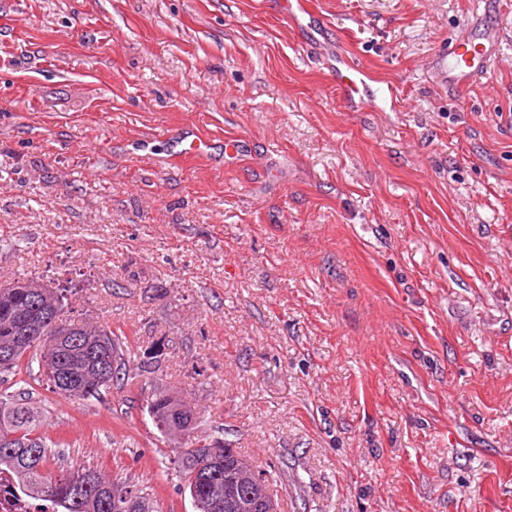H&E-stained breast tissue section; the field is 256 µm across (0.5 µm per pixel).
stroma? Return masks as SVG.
<instances>
[{
	"label": "stroma",
	"instance_id": "1",
	"mask_svg": "<svg viewBox=\"0 0 512 512\" xmlns=\"http://www.w3.org/2000/svg\"><path fill=\"white\" fill-rule=\"evenodd\" d=\"M316 2L0 0V283L130 354L96 397L27 358L0 394L158 512L194 506L157 389L280 512H512V0ZM485 14L502 60L449 90L429 63ZM182 130L207 156L168 160ZM239 479L248 491L250 498H258L265 505V511L256 509L255 511L275 512L274 504L266 499V485L267 483L259 475L257 469L246 462L236 465Z\"/></svg>",
	"mask_w": 512,
	"mask_h": 512
}]
</instances>
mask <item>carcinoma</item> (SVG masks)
I'll list each match as a JSON object with an SVG mask.
<instances>
[{
  "instance_id": "1",
  "label": "carcinoma",
  "mask_w": 512,
  "mask_h": 512,
  "mask_svg": "<svg viewBox=\"0 0 512 512\" xmlns=\"http://www.w3.org/2000/svg\"><path fill=\"white\" fill-rule=\"evenodd\" d=\"M65 295L62 289L37 280H15L0 288V345L9 349L10 358L0 364V373L10 372L25 357L27 345L22 336H73L76 342L65 350L50 346L40 356L39 370L53 392L81 400L112 385L118 378L121 361L118 334L97 323L63 322ZM42 415L26 399L0 398V472H11L18 484L37 499L51 501L59 512H138L137 496L112 493L117 486L106 471L65 469L54 471L48 462L52 446L40 432ZM207 452L198 453V445ZM175 466L190 496L202 512H235L227 506L237 494L229 481L235 468L233 456L224 448H214L208 439L189 438Z\"/></svg>"
}]
</instances>
